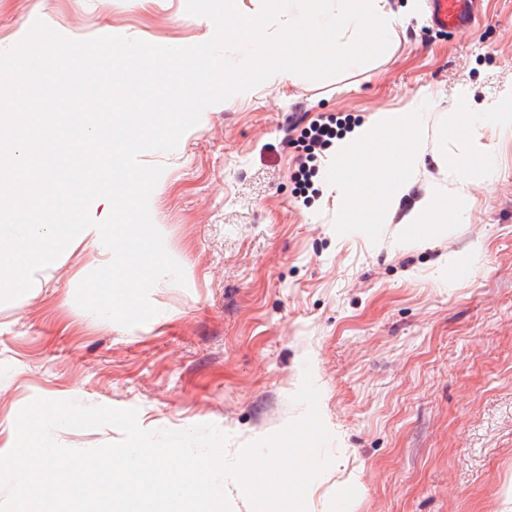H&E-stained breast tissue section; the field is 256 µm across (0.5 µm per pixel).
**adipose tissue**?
Here are the masks:
<instances>
[{
    "instance_id": "1",
    "label": "adipose tissue",
    "mask_w": 512,
    "mask_h": 512,
    "mask_svg": "<svg viewBox=\"0 0 512 512\" xmlns=\"http://www.w3.org/2000/svg\"><path fill=\"white\" fill-rule=\"evenodd\" d=\"M485 124L512 126V94L486 112L470 111L467 99L458 97L443 134L454 138ZM426 136L421 113L401 111L355 128L338 141L323 170L326 190L335 196L337 223H385L418 170ZM465 206V199L451 201L440 188H431L409 216L403 241L418 242L423 225L447 232L461 220Z\"/></svg>"
}]
</instances>
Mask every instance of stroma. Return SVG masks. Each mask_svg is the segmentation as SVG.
Here are the masks:
<instances>
[{"label": "stroma", "mask_w": 512, "mask_h": 512, "mask_svg": "<svg viewBox=\"0 0 512 512\" xmlns=\"http://www.w3.org/2000/svg\"><path fill=\"white\" fill-rule=\"evenodd\" d=\"M185 5L0 0V50L38 19L74 40L212 38ZM387 8L398 22L379 58L209 106L176 149L142 155L164 168L149 212L185 276L153 287L148 322L78 306L96 268L80 248L0 304V437L34 398L74 400L136 410L146 430L214 425L233 457L303 413L309 376L332 441L307 512H512V127L436 134L461 90L481 112L512 89V0H481L454 33L432 25L428 0ZM417 108L431 136L398 210L344 229L322 177L332 149L308 154L293 126L333 115L341 139ZM483 148L494 165L467 185L437 162ZM434 187L465 195L462 220L404 244L403 219Z\"/></svg>", "instance_id": "35a3bbf8"}]
</instances>
